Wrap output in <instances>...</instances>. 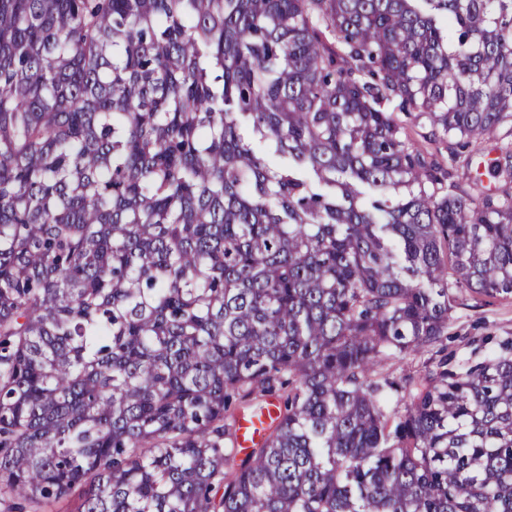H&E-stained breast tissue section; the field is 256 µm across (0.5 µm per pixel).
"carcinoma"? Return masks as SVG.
Wrapping results in <instances>:
<instances>
[{"label":"carcinoma","instance_id":"1","mask_svg":"<svg viewBox=\"0 0 512 512\" xmlns=\"http://www.w3.org/2000/svg\"><path fill=\"white\" fill-rule=\"evenodd\" d=\"M512 0H0V497L77 512H512ZM278 400L262 440L240 418ZM399 120L407 128L410 136L428 153L437 155V159L448 168V153L444 145H439L438 153L436 152V145L430 144L425 136H428L429 128L425 127L415 121L412 117H407L404 113H397ZM504 131L500 130L490 136L484 144V152L473 155L470 159L468 168L464 162L468 156V149H459L461 159L455 172L454 182L458 186L457 192L467 193L473 197H477L482 192H494L503 187L506 182L510 186V177L505 173V169L510 170V162L508 165L501 159L499 169L495 168V159L500 157L497 145ZM478 179L474 184L473 179ZM458 305L448 321L446 352L472 361L490 352L502 353L503 344L512 342V297L485 301L464 289L454 290Z\"/></svg>","mask_w":512,"mask_h":512}]
</instances>
